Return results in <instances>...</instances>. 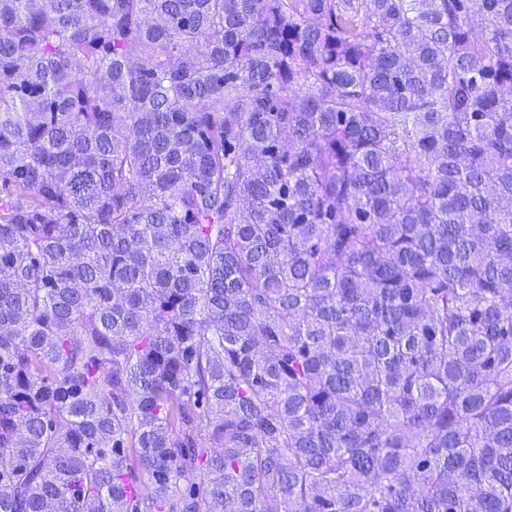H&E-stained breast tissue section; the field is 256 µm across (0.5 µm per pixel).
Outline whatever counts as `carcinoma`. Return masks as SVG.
<instances>
[{
    "mask_svg": "<svg viewBox=\"0 0 512 512\" xmlns=\"http://www.w3.org/2000/svg\"><path fill=\"white\" fill-rule=\"evenodd\" d=\"M510 200L512 0H0V512H512Z\"/></svg>",
    "mask_w": 512,
    "mask_h": 512,
    "instance_id": "1",
    "label": "carcinoma"
}]
</instances>
